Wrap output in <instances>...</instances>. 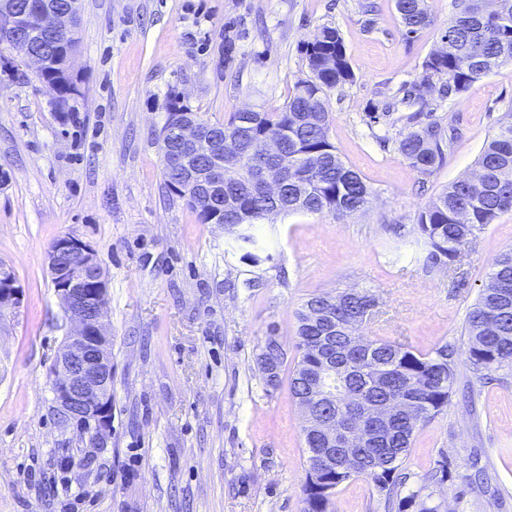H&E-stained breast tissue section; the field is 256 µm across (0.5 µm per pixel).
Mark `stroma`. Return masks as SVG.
Returning <instances> with one entry per match:
<instances>
[{
  "mask_svg": "<svg viewBox=\"0 0 512 512\" xmlns=\"http://www.w3.org/2000/svg\"><path fill=\"white\" fill-rule=\"evenodd\" d=\"M427 3L431 24L408 36L395 0H79L81 94L64 114L21 58L0 59V265L21 290L0 309V512H303V413L287 387L266 390L256 356L272 338L294 366L307 298L367 287L379 308L366 336L423 353L463 345L494 260L512 249V211L448 268H424L394 231L471 175L512 123V66L450 97L423 90L433 121L455 135L438 167L416 172L398 150L415 111L404 93L456 12L455 0ZM324 26L339 30L354 74L328 95L330 140L373 196L342 220H262L250 260L169 192L168 98L181 94L210 122L282 106ZM67 233L94 248L108 280L104 448L87 447L53 400L64 327L47 253ZM455 372L392 496L356 477L331 512H512V367L477 372L461 355ZM412 494L417 505L399 510Z\"/></svg>",
  "mask_w": 512,
  "mask_h": 512,
  "instance_id": "35a3bbf8",
  "label": "stroma"
}]
</instances>
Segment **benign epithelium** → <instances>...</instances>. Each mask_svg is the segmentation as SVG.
I'll list each match as a JSON object with an SVG mask.
<instances>
[{
  "mask_svg": "<svg viewBox=\"0 0 512 512\" xmlns=\"http://www.w3.org/2000/svg\"><path fill=\"white\" fill-rule=\"evenodd\" d=\"M78 0H69L61 10L52 0L32 11L18 13L11 0H0V26L11 50L23 55L42 73L55 64V55L34 50L33 38L41 34L72 33L77 22ZM240 134L227 140L212 138L210 130L191 112L169 113L163 126L165 144L172 148L171 162L182 170L179 182L168 185L181 198L214 202L224 192V183L245 173L256 188L279 200L288 179V158L281 152L287 131L261 123V113L244 109L236 121ZM250 211L227 201L210 213L211 224H245ZM52 284L70 323L56 354L50 376L58 412L87 437L91 448H105L112 435V336L107 324V276L95 250L74 235L57 238L48 252ZM19 299L13 274L0 269V306ZM332 369L308 379L313 401L300 406L308 434L325 442L328 449L318 454L324 463L338 448L346 457L371 442V426L331 416L319 419L314 403L333 401Z\"/></svg>",
  "mask_w": 512,
  "mask_h": 512,
  "instance_id": "obj_1",
  "label": "benign epithelium"
}]
</instances>
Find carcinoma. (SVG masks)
Returning <instances> with one entry per match:
<instances>
[{
	"mask_svg": "<svg viewBox=\"0 0 512 512\" xmlns=\"http://www.w3.org/2000/svg\"><path fill=\"white\" fill-rule=\"evenodd\" d=\"M504 2L508 5L504 14L480 15L474 0H458L457 13L447 27L455 47L429 55L419 86L438 81L442 92L451 96L493 70L512 65V0ZM396 9L409 34L430 24L427 0H396ZM304 50L308 77L297 82L286 103L263 112V122L288 130V162L298 175L288 185V207L281 211L327 214L340 220L365 210L372 195L362 177L342 161L328 134V91L353 81V72L336 28L321 27ZM331 59L334 65H326ZM49 83L56 106L71 111L70 88L77 84V75H51ZM443 142L440 125L429 122L400 139L398 150L415 171L427 174L442 161ZM311 154L324 157L315 173L306 165ZM477 166L476 176L450 183L418 214L412 235L424 264L446 266L455 261L462 246L512 209L506 205L512 202V123L486 141ZM224 198L240 199L256 222L276 206L244 182L226 187ZM375 301L369 288H347L333 297L314 294L298 312L300 356L288 378L291 396L302 397L303 373L317 370L325 355L334 354L336 363L349 373L346 391L353 393V399L373 408L391 403L394 409L368 445L360 466L343 467L338 462L316 475L307 472L304 512H330L332 495L325 489L354 477L368 478L378 490L391 494L416 427L450 399L458 348L445 344L423 354L408 345L360 335L361 316ZM464 330L465 354L474 370L512 366V250L495 259Z\"/></svg>",
	"mask_w": 512,
	"mask_h": 512,
	"instance_id": "obj_1",
	"label": "carcinoma"
}]
</instances>
